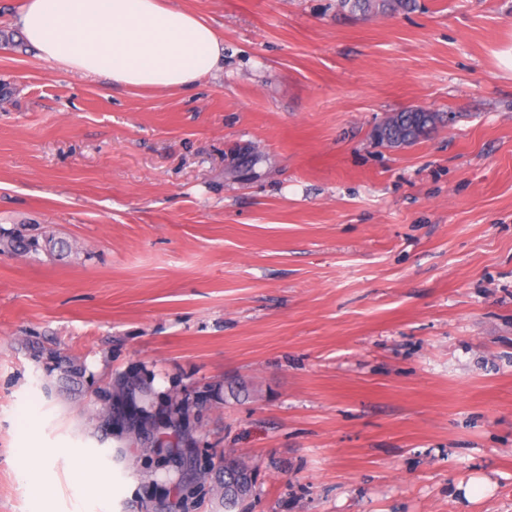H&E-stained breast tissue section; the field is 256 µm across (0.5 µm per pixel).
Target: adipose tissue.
<instances>
[{
	"label": "adipose tissue",
	"instance_id": "ef3b65f1",
	"mask_svg": "<svg viewBox=\"0 0 512 512\" xmlns=\"http://www.w3.org/2000/svg\"><path fill=\"white\" fill-rule=\"evenodd\" d=\"M26 44L51 64L144 89H188L218 69L224 39L203 17L162 0H23L18 19ZM71 475L74 512L107 498L112 469L28 438L15 458L19 480Z\"/></svg>",
	"mask_w": 512,
	"mask_h": 512
}]
</instances>
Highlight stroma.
<instances>
[{
    "mask_svg": "<svg viewBox=\"0 0 512 512\" xmlns=\"http://www.w3.org/2000/svg\"><path fill=\"white\" fill-rule=\"evenodd\" d=\"M174 2L224 38L188 90L49 64L0 0V237L69 246L0 254V512L69 493L15 476L31 408L122 474L112 512H224L229 459L246 512H512V0ZM124 376L137 438L96 428ZM416 0H337L336 5L348 12L371 18L377 15H394L411 9ZM391 121H393L394 124H400L407 128H411L414 124L411 142H415L436 130L443 119L439 112H432L430 110L416 111L410 109L394 113L393 115L388 116L377 128L376 135L382 143L386 144L385 139L391 131ZM112 389L113 392L118 390V392L125 394L130 401L134 402L137 413L128 425L129 430L135 431L153 421V415L150 410V391L144 384L134 386L128 379L122 378L116 381ZM137 397L139 398V403H137ZM224 507L230 511L252 492L248 466L242 463L224 465Z\"/></svg>",
    "mask_w": 512,
    "mask_h": 512,
    "instance_id": "1",
    "label": "stroma"
}]
</instances>
